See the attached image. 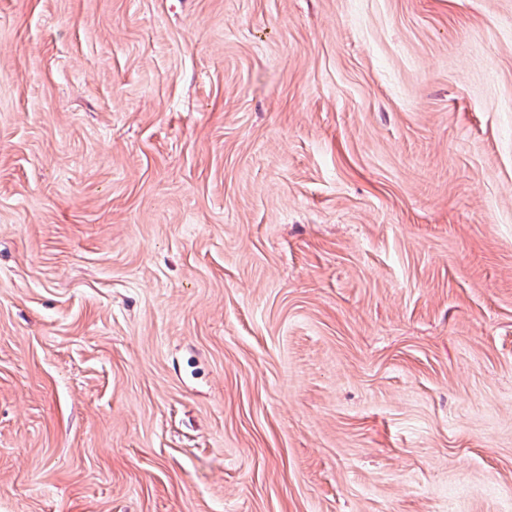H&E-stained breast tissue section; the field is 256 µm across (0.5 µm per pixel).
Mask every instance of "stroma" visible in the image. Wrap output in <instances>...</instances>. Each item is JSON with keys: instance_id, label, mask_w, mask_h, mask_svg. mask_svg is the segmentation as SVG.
I'll list each match as a JSON object with an SVG mask.
<instances>
[{"instance_id": "1", "label": "stroma", "mask_w": 512, "mask_h": 512, "mask_svg": "<svg viewBox=\"0 0 512 512\" xmlns=\"http://www.w3.org/2000/svg\"><path fill=\"white\" fill-rule=\"evenodd\" d=\"M0 512H512V0H0Z\"/></svg>"}]
</instances>
